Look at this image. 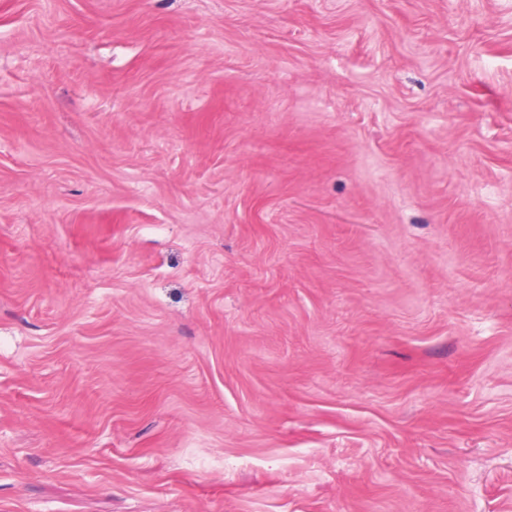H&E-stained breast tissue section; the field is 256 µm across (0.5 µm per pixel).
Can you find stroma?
Listing matches in <instances>:
<instances>
[{
    "label": "stroma",
    "instance_id": "stroma-1",
    "mask_svg": "<svg viewBox=\"0 0 512 512\" xmlns=\"http://www.w3.org/2000/svg\"><path fill=\"white\" fill-rule=\"evenodd\" d=\"M0 512H512V0H0Z\"/></svg>",
    "mask_w": 512,
    "mask_h": 512
}]
</instances>
